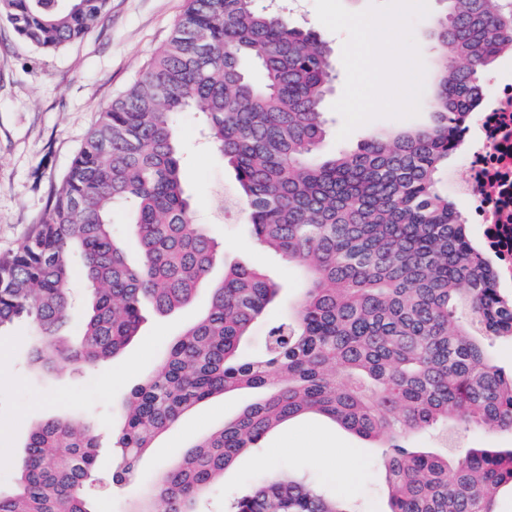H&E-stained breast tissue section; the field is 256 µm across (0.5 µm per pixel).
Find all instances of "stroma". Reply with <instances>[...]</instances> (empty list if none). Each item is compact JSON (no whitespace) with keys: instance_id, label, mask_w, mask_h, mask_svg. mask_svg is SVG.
Here are the masks:
<instances>
[{"instance_id":"stroma-1","label":"stroma","mask_w":512,"mask_h":512,"mask_svg":"<svg viewBox=\"0 0 512 512\" xmlns=\"http://www.w3.org/2000/svg\"><path fill=\"white\" fill-rule=\"evenodd\" d=\"M185 0H109L101 24L56 53L35 50L6 24H0V256L12 254L43 216L50 193L68 169L100 108L143 71L167 40ZM297 22L314 30L331 48L333 95L345 84L342 46L345 34L322 25L314 0H294ZM329 132L322 153L356 145L372 132L418 128L431 122L423 111L409 119L377 118L355 129L345 141L337 134L342 117L327 111ZM178 137L187 157L184 182L199 223L223 248L221 268L239 263L266 270L284 283L282 302L254 323L243 351L260 352L271 320L293 310L305 286L295 267L265 252L248 234L246 212H225L233 180L222 160L204 144L195 113L181 116ZM207 292L171 316L144 309L138 336L115 361L78 368L61 362L50 369L31 359L33 338L27 326L12 330L15 343L0 363V494L16 487V465L30 430L51 418L80 415L89 419L100 456L86 495L93 512H133L143 487L160 468L176 460L189 444L234 419L254 400L241 391L218 396L189 413L159 436L141 455L132 482L112 483V436L120 422L118 405L157 368L181 328L202 314ZM365 442L315 416L291 420L265 439L262 448L241 457L201 502L202 512H224L244 484L259 482L269 471L294 470L351 494L353 507L386 503L387 487L380 460L361 455ZM344 456L352 472L343 483L334 461Z\"/></svg>"}]
</instances>
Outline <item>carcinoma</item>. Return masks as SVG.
Returning <instances> with one entry per match:
<instances>
[{"label": "carcinoma", "instance_id": "obj_1", "mask_svg": "<svg viewBox=\"0 0 512 512\" xmlns=\"http://www.w3.org/2000/svg\"><path fill=\"white\" fill-rule=\"evenodd\" d=\"M432 123L379 131L354 149L316 156L332 93L331 49L291 18L288 0H186L169 39L140 77L98 112L44 216L0 257V334L24 321L32 360L99 365L138 335L145 303L161 316L190 304L220 258L195 211L177 144L196 112L232 169L236 201L260 247L299 267L303 297L277 318L264 350L242 341L281 286L234 265L211 288L206 314L131 391L113 433L112 483L184 414L230 391L263 396L192 443L146 488L139 512L196 505L242 454L302 414H319L363 440H386L387 512H500L512 485V448L456 457L415 448V436L453 424L512 434V372L491 358L512 341V295L440 189L457 132L483 104V75L512 51V0H443ZM107 0H0V19L41 51H57L101 22ZM128 215L139 260L127 258L113 215ZM82 261L90 310L75 340L67 321ZM99 444L90 427L51 418L29 434L15 493L0 512H91L85 486ZM227 512H356L302 481L271 480Z\"/></svg>", "mask_w": 512, "mask_h": 512}]
</instances>
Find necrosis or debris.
<instances>
[{"mask_svg": "<svg viewBox=\"0 0 512 512\" xmlns=\"http://www.w3.org/2000/svg\"><path fill=\"white\" fill-rule=\"evenodd\" d=\"M460 144L465 174L457 191L479 240L500 264V287L512 286V82L499 81Z\"/></svg>", "mask_w": 512, "mask_h": 512, "instance_id": "necrosis-or-debris-1", "label": "necrosis or debris"}]
</instances>
